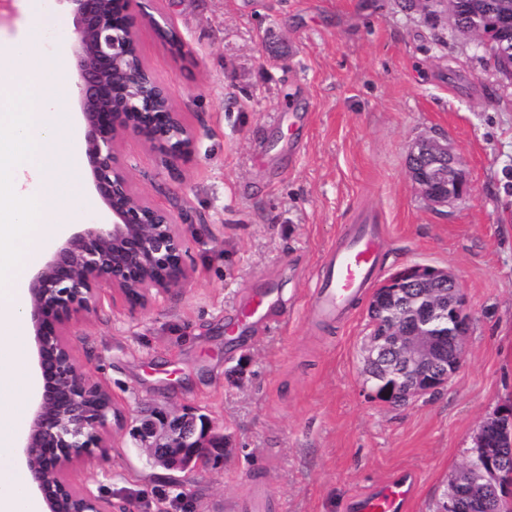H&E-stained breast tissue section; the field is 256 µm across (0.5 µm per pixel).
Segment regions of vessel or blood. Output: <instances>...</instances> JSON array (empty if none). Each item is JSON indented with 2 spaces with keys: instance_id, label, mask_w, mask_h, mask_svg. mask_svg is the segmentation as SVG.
Returning a JSON list of instances; mask_svg holds the SVG:
<instances>
[{
  "instance_id": "1",
  "label": "vessel or blood",
  "mask_w": 512,
  "mask_h": 512,
  "mask_svg": "<svg viewBox=\"0 0 512 512\" xmlns=\"http://www.w3.org/2000/svg\"><path fill=\"white\" fill-rule=\"evenodd\" d=\"M383 251L381 230L371 217L350 224L336 244L329 248L320 265L321 278L308 302V312L319 321H344L357 301L371 288L381 272ZM273 291L258 288L232 311L231 331H245L255 324H271L269 309ZM411 477H391L354 500L355 512H408L414 498ZM263 482L253 481L248 492L236 499L232 512H281Z\"/></svg>"
}]
</instances>
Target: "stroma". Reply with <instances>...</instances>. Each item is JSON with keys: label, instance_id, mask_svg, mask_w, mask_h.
<instances>
[{"label": "stroma", "instance_id": "obj_1", "mask_svg": "<svg viewBox=\"0 0 512 512\" xmlns=\"http://www.w3.org/2000/svg\"><path fill=\"white\" fill-rule=\"evenodd\" d=\"M175 52L147 24L141 58L198 132L176 171L129 139L137 191L183 225L188 284L146 312L104 303L72 346L122 413L102 461L72 478L106 512H225L262 476L282 512H349L396 472L411 512H436L481 422L512 401V84L441 7L406 0H153ZM421 137L448 141L464 199L427 202L409 174ZM384 227L382 277L409 264L454 273L473 310L465 364L395 405L364 375L368 299L343 323L307 316L318 260L360 212ZM274 289L276 325L227 333L232 308ZM156 408L223 426L201 471L151 465L133 430Z\"/></svg>", "mask_w": 512, "mask_h": 512}]
</instances>
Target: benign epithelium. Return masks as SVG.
Returning <instances> with one entry per match:
<instances>
[{"instance_id": "benign-epithelium-1", "label": "benign epithelium", "mask_w": 512, "mask_h": 512, "mask_svg": "<svg viewBox=\"0 0 512 512\" xmlns=\"http://www.w3.org/2000/svg\"><path fill=\"white\" fill-rule=\"evenodd\" d=\"M72 5L75 85L86 123V155L98 198L112 223L90 224L73 233L31 277L29 314L34 327L41 391L29 421L22 454L31 488L48 512H105L88 489L68 478L78 463L102 457L109 418L119 411L112 394L89 379L72 350L76 324L103 304L105 292L131 313L149 308L192 270L185 261L181 224L163 206L139 193L121 150L128 139L147 145L165 168L188 161L196 129L175 109L157 80L147 85L131 61L138 28L148 23L181 52L178 33L147 11L148 0H66ZM445 6L453 26L473 36L477 18L462 21L460 0ZM410 174L421 195L435 206L461 199L467 186L461 160L446 141L419 138L411 146ZM377 312L364 346L366 373L376 394L398 404L445 384L462 368L472 313L458 278L434 266L413 264L389 277L375 292ZM139 447L158 465L189 470L224 456V429L207 417L157 410L136 429ZM512 403L480 425L470 459L482 479H469L465 465L448 479L440 512H457L512 499Z\"/></svg>"}]
</instances>
